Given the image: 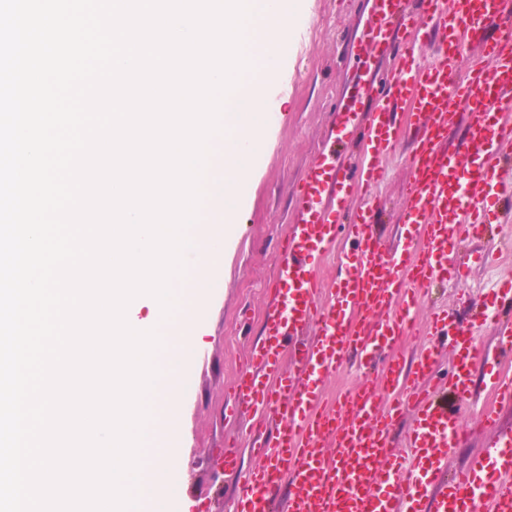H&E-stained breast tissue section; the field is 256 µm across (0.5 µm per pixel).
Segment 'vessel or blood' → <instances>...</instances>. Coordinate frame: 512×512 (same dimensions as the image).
<instances>
[{
	"label": "vessel or blood",
	"mask_w": 512,
	"mask_h": 512,
	"mask_svg": "<svg viewBox=\"0 0 512 512\" xmlns=\"http://www.w3.org/2000/svg\"><path fill=\"white\" fill-rule=\"evenodd\" d=\"M492 29L497 39L488 38ZM420 38L435 44L429 60L415 54ZM350 42L361 61L356 93L335 111L320 158L298 177V219L278 255L265 334L225 409L258 424L248 449L224 444L225 476L242 479L229 512H512V430L494 413L483 415L496 434L491 478L448 470L468 439L460 416L480 369L491 368L494 394L512 402V277L489 283L490 302L472 304L469 321L437 309L423 329L414 317L430 289L466 281L459 243L512 202V122L501 117L512 110V0H372ZM387 61L391 69L378 78ZM408 98L417 137L399 221L410 232L390 245L377 230L383 204L374 190L404 126L396 107ZM459 121L465 137L452 148L448 129ZM357 138L363 150L353 159L346 150ZM341 235L351 246L336 251L334 273L322 276ZM312 324L315 336L299 344ZM483 326L494 349L476 339ZM419 334L426 342L412 369L387 357L399 337ZM445 336L456 361L442 382L435 370ZM288 348L290 369L282 365ZM355 365L376 368L378 388L363 382L347 396L328 395L325 378ZM444 387L452 401L439 399ZM409 412L408 452L398 461L393 436ZM329 435L332 459L323 451ZM246 451L259 463L244 475Z\"/></svg>",
	"instance_id": "vessel-or-blood-1"
}]
</instances>
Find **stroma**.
<instances>
[{
	"mask_svg": "<svg viewBox=\"0 0 512 512\" xmlns=\"http://www.w3.org/2000/svg\"><path fill=\"white\" fill-rule=\"evenodd\" d=\"M288 2L292 34L273 62L274 77L265 89L266 109L276 119L268 125L250 162L236 227L218 273L219 286L199 312L197 345L188 363L193 384L177 406L176 445L181 450V465L174 479L181 494L167 501L165 512H190L200 501L220 512L238 490L237 480H219L218 450L226 440H247L252 425L246 420L225 421L224 405L232 397L229 386L248 364L251 349L263 332L275 288L276 258L295 221L294 179L319 159L332 111L352 92L350 79L358 61L346 46L350 35L368 19V0H350L341 13L336 0ZM413 141V135H406L388 158L387 175L378 188L389 209L383 228L392 242L405 231L396 218L410 176ZM497 274V269L472 265L466 284L434 289L432 297L465 313L468 301L482 300L484 283ZM489 407L512 426V403H498L488 386H478L471 408L460 417L472 436L449 457V468H464L485 457L491 438L482 433L479 415Z\"/></svg>",
	"mask_w": 512,
	"mask_h": 512,
	"instance_id": "1",
	"label": "stroma"
}]
</instances>
